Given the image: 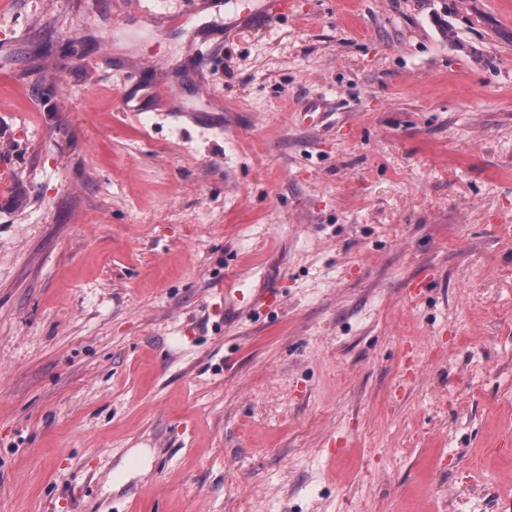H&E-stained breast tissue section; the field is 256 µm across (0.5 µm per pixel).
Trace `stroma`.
Returning a JSON list of instances; mask_svg holds the SVG:
<instances>
[{
	"mask_svg": "<svg viewBox=\"0 0 512 512\" xmlns=\"http://www.w3.org/2000/svg\"><path fill=\"white\" fill-rule=\"evenodd\" d=\"M294 2L0 0V512H512V0ZM259 4L252 9H243L239 15L240 23L252 19L275 20L288 12V0H258ZM157 85H150L138 89H127L120 94V109L124 112H144L147 103H154L157 100ZM140 91H144L138 94ZM241 284L242 280L236 277L224 281V304L233 303L245 310L266 304L274 297L264 289L239 288Z\"/></svg>",
	"mask_w": 512,
	"mask_h": 512,
	"instance_id": "1",
	"label": "stroma"
}]
</instances>
